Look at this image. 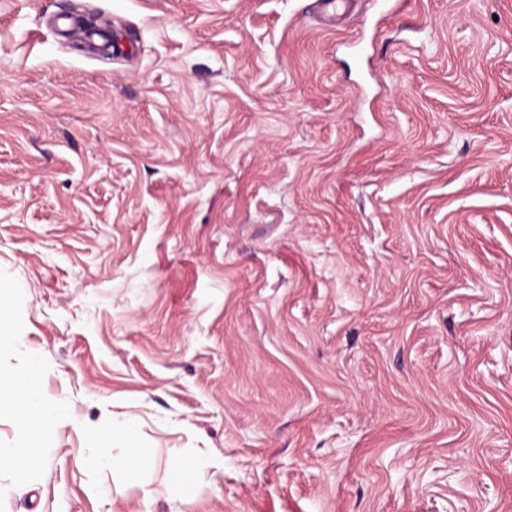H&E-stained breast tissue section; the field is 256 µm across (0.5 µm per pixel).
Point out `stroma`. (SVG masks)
Segmentation results:
<instances>
[{
  "label": "stroma",
  "instance_id": "stroma-1",
  "mask_svg": "<svg viewBox=\"0 0 512 512\" xmlns=\"http://www.w3.org/2000/svg\"><path fill=\"white\" fill-rule=\"evenodd\" d=\"M320 2L0 0L22 336L152 448L5 512H512V0Z\"/></svg>",
  "mask_w": 512,
  "mask_h": 512
}]
</instances>
